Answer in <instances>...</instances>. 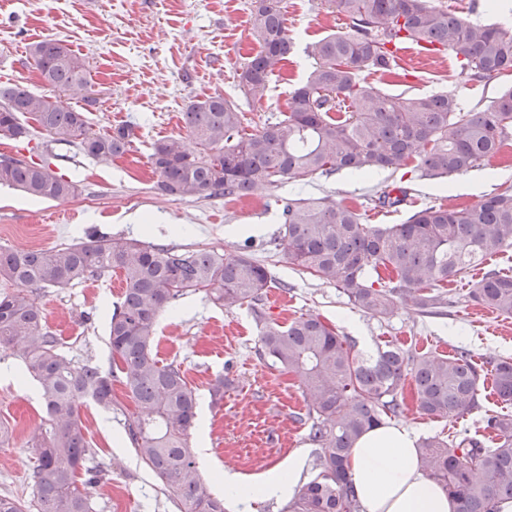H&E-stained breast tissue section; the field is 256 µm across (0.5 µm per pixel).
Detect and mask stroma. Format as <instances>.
Listing matches in <instances>:
<instances>
[{"instance_id": "obj_1", "label": "stroma", "mask_w": 512, "mask_h": 512, "mask_svg": "<svg viewBox=\"0 0 512 512\" xmlns=\"http://www.w3.org/2000/svg\"><path fill=\"white\" fill-rule=\"evenodd\" d=\"M254 0H0V85L19 84L48 93L27 53L29 43L62 39L85 57L96 101L63 96L64 104L86 106L94 130L134 124L137 141L129 154L101 163L75 148L50 143L34 130L31 140L0 143V154L44 161L58 174L78 180L70 198L38 200L0 187V248L49 249L81 241L90 234L138 239L151 244L221 253H244L271 275L270 295L261 307L281 323L303 314L335 324L357 349L395 342L417 354L447 355L469 349L484 375L493 362L512 357V317L488 311L469 297L474 277L448 282L454 304L447 314L425 317L412 304L399 303L393 316L377 320L349 303L336 286L299 271L283 249L271 245L281 225L284 201L329 200L355 207L367 224H400L412 211L433 205L462 206L512 185V137L501 151L467 173L446 179L380 171L356 176L345 171L259 187L244 198L221 194L177 199L162 195L149 162L153 142L184 134L182 114L189 101L220 94L244 116L247 132L285 111L293 87L311 67L307 44L346 31L345 18L329 13L323 0H281L293 49L270 78L260 101L247 98L237 72L258 46L251 36ZM408 67L368 74V84L389 95L452 96L466 109L487 106L512 74L473 80L448 51H430L406 43ZM402 185L408 197L400 206L375 207L383 191ZM121 277L65 288H44L35 297L62 351L75 363L102 368L112 362L108 315L121 298ZM260 328L251 306L228 311L205 293L188 294L163 312L156 327L158 357L177 362L197 395L199 408L189 438L191 448L206 449L201 475L215 495V467L261 479L290 456L303 457L300 482L315 474L318 448L309 440V402L298 379L261 359ZM229 379L224 399L212 403L209 387L217 376ZM116 406L88 405L81 411L87 440L94 451L90 466L106 477L94 489L95 512H180L164 494L154 474L138 458L125 431L133 408L121 385L113 387ZM512 413L498 401L491 385L480 390L479 405L450 418H431L408 406L401 423L418 437L469 435L491 442L489 416ZM42 415L37 385L23 378L15 356L0 361V427L11 434L0 447V495L21 500L31 495L29 475L37 463L30 444Z\"/></svg>"}]
</instances>
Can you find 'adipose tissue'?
Masks as SVG:
<instances>
[{
  "label": "adipose tissue",
  "instance_id": "1",
  "mask_svg": "<svg viewBox=\"0 0 512 512\" xmlns=\"http://www.w3.org/2000/svg\"><path fill=\"white\" fill-rule=\"evenodd\" d=\"M417 443L415 432L402 424L375 427L356 441L347 473L362 512H456V502L426 475ZM300 464L292 457L254 484L227 471L215 477L233 498H282L296 485Z\"/></svg>",
  "mask_w": 512,
  "mask_h": 512
}]
</instances>
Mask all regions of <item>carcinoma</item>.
Instances as JSON below:
<instances>
[{
  "label": "carcinoma",
  "mask_w": 512,
  "mask_h": 512,
  "mask_svg": "<svg viewBox=\"0 0 512 512\" xmlns=\"http://www.w3.org/2000/svg\"><path fill=\"white\" fill-rule=\"evenodd\" d=\"M252 36L259 51L238 74L239 87L254 100L265 96L272 74L292 50L280 0H254ZM350 21V31L307 45L312 65L290 92L288 111L247 134L243 116L211 95L190 101L183 112L188 149L180 138L152 144L149 154L157 188L186 199L211 194L243 197L259 186L339 171L397 172L418 160L422 175L445 178L467 172L495 156L512 130V88L481 110L465 111L455 98L431 94L400 97L368 85L365 71L392 72L395 50L423 40L448 50L473 78L512 72V26L482 24L430 0H324ZM28 54L44 83L67 94L92 93L88 66L64 40L33 42ZM55 144L76 148L100 162L129 153L135 128L121 124L101 133L85 112L57 97L21 85L0 86V139L27 140L33 125ZM0 185L40 200L74 196L79 184L47 163L0 161ZM408 191L395 186L375 203L402 204ZM274 238L288 261L332 283L358 309L383 320L397 302L423 314L448 305L439 286L462 279L485 260L512 247V186L464 207L429 206L401 224H365L351 207L335 202L290 200ZM120 273L123 292L109 318L112 366L76 364L33 298L41 288H65L105 273ZM0 351L18 357L21 373L39 387L46 417L31 436L37 464L29 475L32 497L0 496V512H93L92 489L101 472L86 467L90 442L80 412L87 402L110 410L118 381L133 401L125 432L137 456L182 512H224V500L202 480L188 444L197 397L181 368L162 364L153 350L160 313L184 295L203 291L232 310L261 300L271 277L245 254L147 245L136 239L90 236L49 250L0 249ZM478 305L512 316V275L485 269L470 292ZM258 353L296 376L309 396V440L320 448L317 473L283 512H360L347 477L355 441L404 412L406 377L413 401L430 417L463 415L478 405L482 374L471 352L414 355L387 342L370 352L355 350L336 327L315 315L284 326L259 309ZM493 391L512 403V358L493 368ZM492 448L464 435L426 437L419 455L428 476L458 505V512H494L512 500V415L488 418Z\"/></svg>",
  "instance_id": "obj_1"
}]
</instances>
